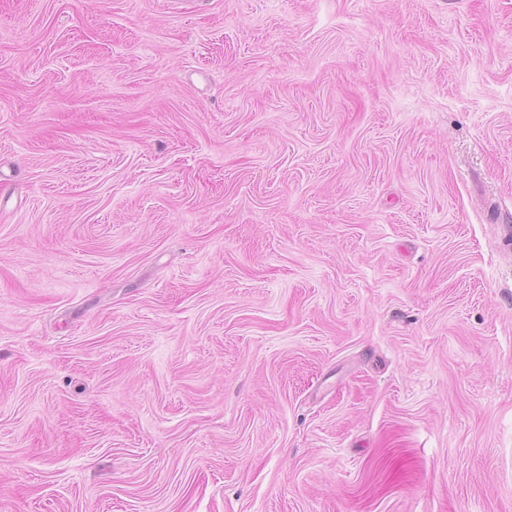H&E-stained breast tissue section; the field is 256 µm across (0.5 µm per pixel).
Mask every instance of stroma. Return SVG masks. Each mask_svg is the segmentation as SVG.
<instances>
[{
  "label": "stroma",
  "mask_w": 512,
  "mask_h": 512,
  "mask_svg": "<svg viewBox=\"0 0 512 512\" xmlns=\"http://www.w3.org/2000/svg\"><path fill=\"white\" fill-rule=\"evenodd\" d=\"M0 512H512V0H0Z\"/></svg>",
  "instance_id": "stroma-1"
}]
</instances>
